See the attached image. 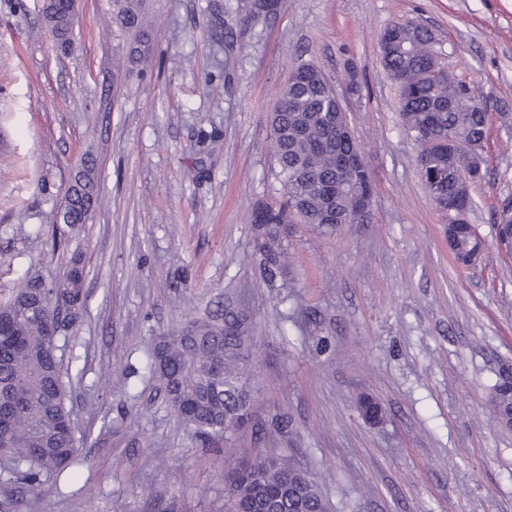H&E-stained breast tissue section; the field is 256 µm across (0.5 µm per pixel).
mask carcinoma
<instances>
[{
  "label": "carcinoma",
  "instance_id": "cac0c4a2",
  "mask_svg": "<svg viewBox=\"0 0 512 512\" xmlns=\"http://www.w3.org/2000/svg\"><path fill=\"white\" fill-rule=\"evenodd\" d=\"M53 35L63 40L72 26L68 6L58 5ZM114 22L135 35L132 55L145 43L142 0H113ZM381 61L399 92L403 126L419 145L418 164L429 194L441 211L470 208L465 176L475 175L476 149L487 129V113L469 107L477 96L460 75L445 68L431 32L413 22L396 23L379 38ZM274 176L285 202L252 208L256 252L265 280L285 266L280 226L310 224L330 230L346 218L357 224L360 197L375 193L364 151L343 129L336 92L321 70L302 63L277 93L271 115ZM80 195L62 213L65 224H83L97 200L93 170L78 178ZM498 242L512 250V197L496 212ZM451 252L461 259L477 247L472 227L454 234ZM83 268L74 259L64 279L47 285L28 280L0 300V512H38L45 483L76 462L74 429L67 409V384L53 340L83 308ZM253 359L248 316L228 304L224 315L199 322L198 337L180 328L159 338L148 366L149 379L177 421L207 445L231 439L225 424L248 406L252 435L263 438L247 366ZM495 408L512 411V392L495 382ZM224 512H250L256 501L273 512H329V504L307 469L292 458L257 449L235 456L224 468Z\"/></svg>",
  "mask_w": 512,
  "mask_h": 512
}]
</instances>
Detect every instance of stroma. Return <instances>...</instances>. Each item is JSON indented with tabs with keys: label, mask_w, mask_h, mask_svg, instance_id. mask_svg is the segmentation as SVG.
<instances>
[{
	"label": "stroma",
	"mask_w": 512,
	"mask_h": 512,
	"mask_svg": "<svg viewBox=\"0 0 512 512\" xmlns=\"http://www.w3.org/2000/svg\"><path fill=\"white\" fill-rule=\"evenodd\" d=\"M149 56L131 63L112 0H77L57 49L43 0H0V295L84 265L86 311L55 341L79 368L77 463L44 512H221L224 458L149 382L158 337L241 299L270 449L303 461L332 512H512V429L489 404L512 367V253L494 213L512 197V0H280L270 18L224 0H146ZM417 21L489 114L466 220L486 250L464 269L420 177L379 36ZM302 62L341 98L377 190L359 224L291 225L283 283L255 254L252 207L279 202L269 116ZM358 93H350V84ZM92 163L86 223L58 222ZM385 408L368 423L360 395Z\"/></svg>",
	"instance_id": "35a3bbf8"
}]
</instances>
